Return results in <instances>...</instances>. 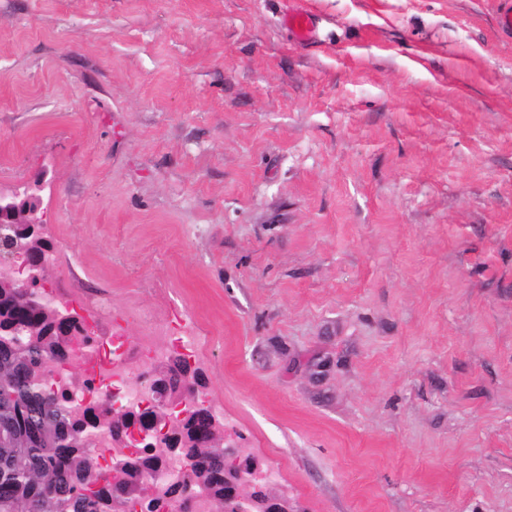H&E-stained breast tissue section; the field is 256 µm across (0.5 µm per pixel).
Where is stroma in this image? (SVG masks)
<instances>
[{
    "label": "stroma",
    "instance_id": "stroma-1",
    "mask_svg": "<svg viewBox=\"0 0 512 512\" xmlns=\"http://www.w3.org/2000/svg\"><path fill=\"white\" fill-rule=\"evenodd\" d=\"M315 39L297 41L289 9ZM497 0H0V193L297 512H512V30ZM283 22L298 41L308 42L314 39V28L306 12H287Z\"/></svg>",
    "mask_w": 512,
    "mask_h": 512
}]
</instances>
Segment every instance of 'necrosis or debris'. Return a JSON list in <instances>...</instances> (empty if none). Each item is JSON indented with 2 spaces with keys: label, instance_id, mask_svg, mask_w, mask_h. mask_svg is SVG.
Returning a JSON list of instances; mask_svg holds the SVG:
<instances>
[{
  "label": "necrosis or debris",
  "instance_id": "4bbe7bcc",
  "mask_svg": "<svg viewBox=\"0 0 512 512\" xmlns=\"http://www.w3.org/2000/svg\"><path fill=\"white\" fill-rule=\"evenodd\" d=\"M156 332L164 336V346L133 349L117 344L115 333L102 332L96 316L84 317L80 335L71 340L68 363H50L52 380L67 391L75 406L95 399L109 407H147L151 397L141 386L147 383L154 366L170 355L187 359L194 355L196 327L186 315H174ZM77 365L84 366L86 372L76 381L72 371Z\"/></svg>",
  "mask_w": 512,
  "mask_h": 512
}]
</instances>
